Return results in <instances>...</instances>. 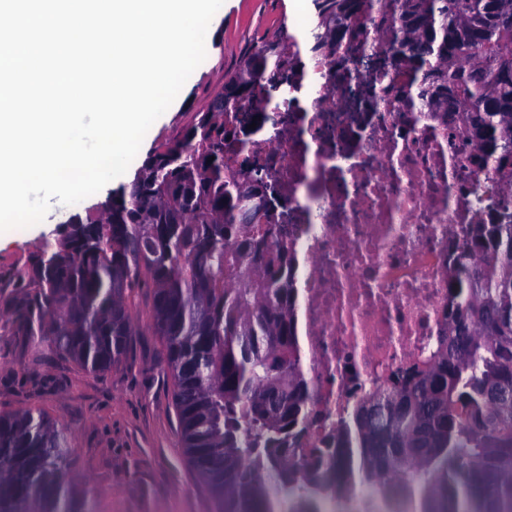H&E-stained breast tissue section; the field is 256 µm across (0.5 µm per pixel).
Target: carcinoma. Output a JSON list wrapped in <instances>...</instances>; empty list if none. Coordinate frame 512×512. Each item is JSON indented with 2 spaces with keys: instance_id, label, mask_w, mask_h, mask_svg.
Returning a JSON list of instances; mask_svg holds the SVG:
<instances>
[{
  "instance_id": "1",
  "label": "carcinoma",
  "mask_w": 512,
  "mask_h": 512,
  "mask_svg": "<svg viewBox=\"0 0 512 512\" xmlns=\"http://www.w3.org/2000/svg\"><path fill=\"white\" fill-rule=\"evenodd\" d=\"M305 47L286 25L224 75V91L155 148L96 213L0 279V314L32 361L94 372L122 360L146 314L173 384L181 445L216 512H318L362 485L403 482L417 512H512V223L475 224L449 280L455 305L430 356L325 421L298 352L286 227L250 220L258 177L224 174L244 112L277 105L304 59L336 72L402 73L430 112L465 115L483 170L512 172V0H310ZM63 426L32 408L0 414V512H99L65 478Z\"/></svg>"
}]
</instances>
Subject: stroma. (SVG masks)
I'll use <instances>...</instances> for the list:
<instances>
[{"label": "stroma", "instance_id": "obj_1", "mask_svg": "<svg viewBox=\"0 0 512 512\" xmlns=\"http://www.w3.org/2000/svg\"><path fill=\"white\" fill-rule=\"evenodd\" d=\"M307 0H224L205 60L180 98L147 131L120 183L130 182L149 152L168 141L224 87V74L264 34L280 25L296 30ZM105 197L97 192L74 205H51L44 220L0 244V271L25 265L44 242L55 240L70 214ZM123 360L92 373L60 356L31 366L25 342L0 334V413L42 410L72 439L69 475L86 480L102 512H214L207 486L181 448L172 381L145 311Z\"/></svg>", "mask_w": 512, "mask_h": 512}]
</instances>
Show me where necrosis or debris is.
<instances>
[{
	"label": "necrosis or debris",
	"instance_id": "4bbe7bcc",
	"mask_svg": "<svg viewBox=\"0 0 512 512\" xmlns=\"http://www.w3.org/2000/svg\"><path fill=\"white\" fill-rule=\"evenodd\" d=\"M462 121L408 108L384 83L341 84L307 66L289 103L242 138L226 170L265 174L276 223L288 227L301 355L330 420L354 387L371 390L421 361L448 313L457 246L473 225L512 213V193L471 163ZM320 512H407L381 488H356Z\"/></svg>",
	"mask_w": 512,
	"mask_h": 512
}]
</instances>
